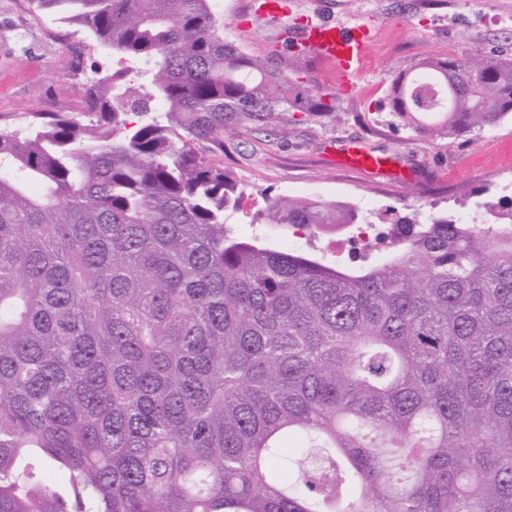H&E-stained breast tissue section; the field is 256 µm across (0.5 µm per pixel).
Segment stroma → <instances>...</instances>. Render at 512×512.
<instances>
[{"label": "stroma", "instance_id": "35a3bbf8", "mask_svg": "<svg viewBox=\"0 0 512 512\" xmlns=\"http://www.w3.org/2000/svg\"><path fill=\"white\" fill-rule=\"evenodd\" d=\"M246 2L218 0L225 40L271 68L301 76L311 94L335 96L336 109L309 117L297 112L287 126L225 138L224 164L245 188L232 218L236 234L354 266L390 252L389 226H381L373 248L348 240L336 252L332 233L255 223L264 196L342 197L364 212L395 207L452 217L480 193L512 198V118L456 138L428 139L402 126L389 105L393 80L423 58L512 55V0H288L283 21L243 16ZM308 17L370 25V55L354 88H339L335 68L285 45L286 30H298ZM92 42L84 27L37 10L29 0H0V126L19 125L26 112L85 111L91 64L112 68L111 54ZM340 139L363 142L393 163L382 176L342 169L328 151Z\"/></svg>", "mask_w": 512, "mask_h": 512}]
</instances>
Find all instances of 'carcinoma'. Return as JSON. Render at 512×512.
Returning a JSON list of instances; mask_svg holds the SVG:
<instances>
[{
  "mask_svg": "<svg viewBox=\"0 0 512 512\" xmlns=\"http://www.w3.org/2000/svg\"><path fill=\"white\" fill-rule=\"evenodd\" d=\"M30 2L118 69L90 118L0 129V512H512V203L264 198L259 224L394 226L350 267L243 238L224 137L333 103L224 40L213 0ZM390 107L420 137L494 127L512 57L423 59Z\"/></svg>",
  "mask_w": 512,
  "mask_h": 512,
  "instance_id": "cac0c4a2",
  "label": "carcinoma"
}]
</instances>
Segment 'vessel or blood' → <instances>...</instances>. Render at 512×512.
I'll return each mask as SVG.
<instances>
[{"label":"vessel or blood","mask_w":512,"mask_h":512,"mask_svg":"<svg viewBox=\"0 0 512 512\" xmlns=\"http://www.w3.org/2000/svg\"><path fill=\"white\" fill-rule=\"evenodd\" d=\"M371 39V30L364 24L347 27L327 21H308L300 27L297 41L319 59L332 64L349 85L364 66ZM335 151L338 166L362 174H377L386 166L384 158L374 156L360 142L337 141Z\"/></svg>","instance_id":"1"}]
</instances>
